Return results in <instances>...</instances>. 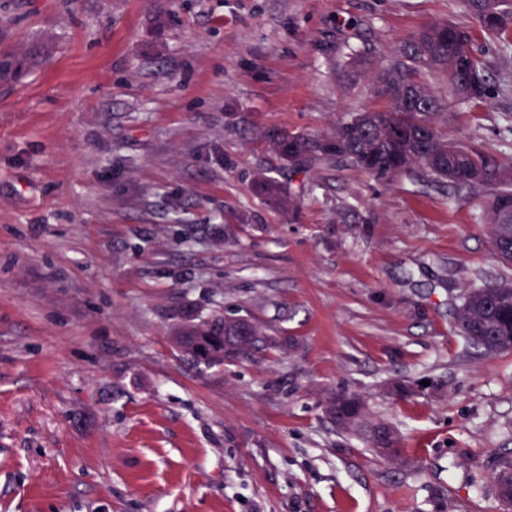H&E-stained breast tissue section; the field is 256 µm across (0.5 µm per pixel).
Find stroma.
Segmentation results:
<instances>
[{
    "mask_svg": "<svg viewBox=\"0 0 512 512\" xmlns=\"http://www.w3.org/2000/svg\"><path fill=\"white\" fill-rule=\"evenodd\" d=\"M434 20L471 27L494 87L442 133L512 157V55L462 0H0V512H505L512 351L476 356L454 318L512 276L477 201L295 175L252 134L378 106L352 51L386 65ZM259 169L301 185L292 214ZM187 313L300 347L207 369L172 342ZM344 388L405 466L336 433ZM251 187L255 193L279 207L284 213H289L296 207L297 200L287 192L281 182L273 177L266 174H259L252 181ZM494 488L497 497L508 507V511H511L512 497L508 498L505 495L512 488V455L499 459L498 470L494 476Z\"/></svg>",
    "mask_w": 512,
    "mask_h": 512,
    "instance_id": "stroma-1",
    "label": "stroma"
}]
</instances>
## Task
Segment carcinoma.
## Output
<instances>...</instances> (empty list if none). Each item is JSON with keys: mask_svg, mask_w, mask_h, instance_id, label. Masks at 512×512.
Returning <instances> with one entry per match:
<instances>
[{"mask_svg": "<svg viewBox=\"0 0 512 512\" xmlns=\"http://www.w3.org/2000/svg\"><path fill=\"white\" fill-rule=\"evenodd\" d=\"M477 24L512 49V0H464ZM442 80L446 96L432 91L429 78ZM483 60L470 30L448 21L425 24L404 41L395 58L376 77V96L383 104L351 112L324 136L286 133L275 128L258 132L270 151L300 173V165L323 161L349 164L378 181L404 176L428 186L434 182L485 200L482 220L488 224L497 255L512 253V160H503L474 146L454 143L440 132L443 112L490 95ZM252 190L288 213L297 200L266 174ZM456 322L466 341L485 354L512 351V282L473 286L460 296ZM180 350L208 369L238 358L254 357L294 339L272 336L248 317L220 314L178 324L173 332ZM325 413L336 431L358 439L387 461L402 465L400 436L389 422L374 417L367 399L347 390L330 394ZM497 497L509 508L512 497V455L499 459L494 476Z\"/></svg>", "mask_w": 512, "mask_h": 512, "instance_id": "1", "label": "carcinoma"}]
</instances>
